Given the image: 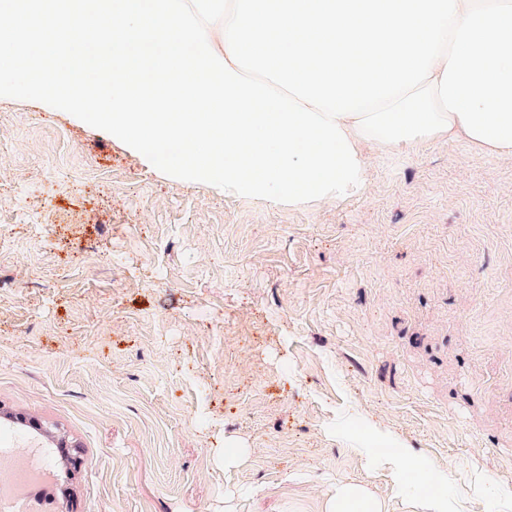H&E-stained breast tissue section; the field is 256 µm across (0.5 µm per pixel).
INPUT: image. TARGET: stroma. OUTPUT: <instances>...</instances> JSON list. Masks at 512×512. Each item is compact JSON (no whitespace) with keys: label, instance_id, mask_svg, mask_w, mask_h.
<instances>
[{"label":"stroma","instance_id":"35a3bbf8","mask_svg":"<svg viewBox=\"0 0 512 512\" xmlns=\"http://www.w3.org/2000/svg\"><path fill=\"white\" fill-rule=\"evenodd\" d=\"M365 153L359 194L271 205L0 99V417L37 425L0 448H64L43 512H420L400 472L512 512V158ZM382 503L366 485L343 480L336 483L325 512H384Z\"/></svg>","mask_w":512,"mask_h":512}]
</instances>
